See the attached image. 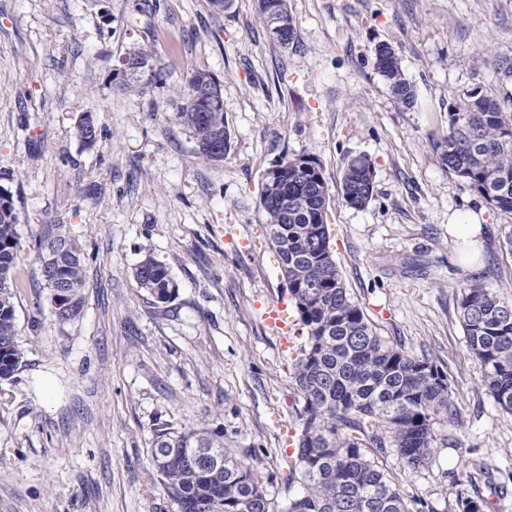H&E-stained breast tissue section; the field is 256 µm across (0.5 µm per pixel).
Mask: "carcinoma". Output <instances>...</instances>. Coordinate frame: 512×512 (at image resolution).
Listing matches in <instances>:
<instances>
[{"label": "carcinoma", "mask_w": 512, "mask_h": 512, "mask_svg": "<svg viewBox=\"0 0 512 512\" xmlns=\"http://www.w3.org/2000/svg\"><path fill=\"white\" fill-rule=\"evenodd\" d=\"M259 19L272 39L286 48L295 24L287 0H256ZM141 63L129 75L125 61ZM374 66L389 86L398 109L417 107L414 85L404 76L389 44L375 48ZM115 85L140 95L163 81L151 49L128 52L113 73ZM212 95L201 99L199 87ZM175 119L191 131L205 161H221L230 151L224 122L222 84L206 69L192 68L178 90ZM78 136L92 143L98 128L80 119ZM440 158L495 210L512 217V111L477 84L448 104V135ZM373 192V168L356 158L340 181V198L360 209ZM330 201L320 169L305 155L285 156L265 174L261 204L268 236L306 332L294 367L301 394L302 429L293 473L303 491L288 500L286 512H413L390 481L380 459L393 453L417 469L431 462L435 424L458 419L456 394L448 375L425 356L389 344L373 331L345 287L330 247L325 223ZM19 215L12 196L0 189V381L23 365L18 342L12 272L18 261ZM44 279L57 320L76 318L84 304L85 268L80 250L63 235L42 243ZM134 277L158 304L172 302L178 285L169 268L148 256ZM458 309L469 352L482 365L489 396L512 415V301L476 279L461 284ZM153 467L175 512H276L253 466L197 430H161L152 448ZM467 478L490 475L477 458L463 461ZM483 496L459 492L457 512H486Z\"/></svg>", "instance_id": "cac0c4a2"}]
</instances>
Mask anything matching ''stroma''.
Wrapping results in <instances>:
<instances>
[{
	"label": "stroma",
	"instance_id": "1",
	"mask_svg": "<svg viewBox=\"0 0 512 512\" xmlns=\"http://www.w3.org/2000/svg\"><path fill=\"white\" fill-rule=\"evenodd\" d=\"M296 34L281 47L255 0H0V188L19 214L14 303L24 365L0 383V512H175L152 469L161 429L206 430L253 464L277 512L301 490L289 476L302 428L292 378L306 333L260 203L266 171L305 154L329 188L338 270L374 330L447 372L458 422L436 424L433 461L382 464L423 512H453L461 462L512 471V417L481 383L458 316L474 277L512 300L505 219L442 164L448 105L480 84L512 92V0H288ZM391 45L418 94L399 110L374 67ZM153 49L163 84L130 96L112 74ZM223 86L231 147L196 154L174 119L190 69ZM91 115L94 143L76 125ZM367 158L373 197L339 195ZM482 248L463 260L453 223ZM75 240L85 255L79 317L58 322L40 245ZM166 264L175 299L155 304L133 277L145 255ZM279 307L281 334L266 313Z\"/></svg>",
	"mask_w": 512,
	"mask_h": 512
}]
</instances>
